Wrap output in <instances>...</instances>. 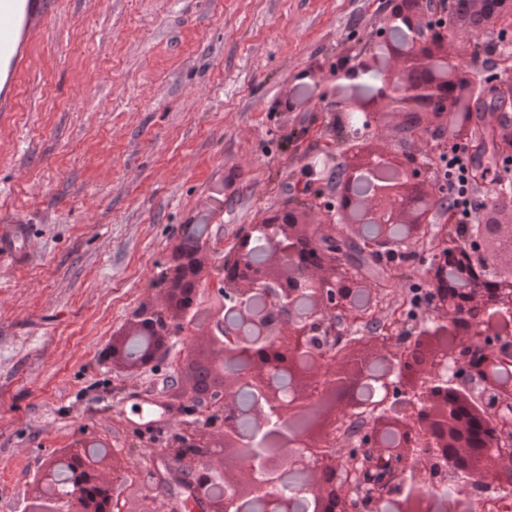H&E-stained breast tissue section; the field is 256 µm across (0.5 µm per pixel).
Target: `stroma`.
<instances>
[{"label":"stroma","instance_id":"35a3bbf8","mask_svg":"<svg viewBox=\"0 0 512 512\" xmlns=\"http://www.w3.org/2000/svg\"><path fill=\"white\" fill-rule=\"evenodd\" d=\"M385 0H46L12 111L0 112V235L27 227L25 261L0 253V512H22L42 461L79 437L131 450L139 495L124 512H172L159 486L172 425L137 410L182 407L171 382L206 328L196 323L148 376L101 358L158 287L181 224L220 248L270 210L312 203L308 164L342 154L329 82L373 49ZM480 39L488 68L512 70V16ZM301 106L283 122L271 104Z\"/></svg>","mask_w":512,"mask_h":512}]
</instances>
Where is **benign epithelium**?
<instances>
[{
	"instance_id": "1",
	"label": "benign epithelium",
	"mask_w": 512,
	"mask_h": 512,
	"mask_svg": "<svg viewBox=\"0 0 512 512\" xmlns=\"http://www.w3.org/2000/svg\"><path fill=\"white\" fill-rule=\"evenodd\" d=\"M388 34L382 53H362L347 61L341 74L349 96L337 102L345 112L351 146L341 162L327 155L308 166L337 164L340 179L325 203L326 221L309 220L311 204L296 202L272 211L262 223L241 229L211 280V344L214 367H240L224 374L202 395L186 396V418L167 443L175 463L173 477L206 512H240L241 503L259 493L269 512H295L296 500L284 493L279 474L304 477L301 495L312 512H356L363 497L353 480L356 456L338 428L368 416L366 448H379L402 464L396 480L402 497L394 512H427L426 489L457 482L462 474L499 463L512 471V389L494 386L493 375L512 364V225L442 227L433 240L422 272L429 276L431 299L418 311L400 338L385 332L340 327L352 321L357 297L373 303L382 291L336 248L340 237L380 259L402 258L406 267L430 236L432 224L447 210L439 192L432 155L447 152L439 133L448 123V105L461 85L470 83L459 68L457 43L478 48L476 37L460 39L454 27L442 26L431 0H386ZM495 18L512 14V0H463L462 8ZM383 73L368 93H358L366 79ZM505 104L494 129L502 157L512 160V86L505 84ZM414 121L417 138L436 141L430 150L401 151L390 144L374 147L370 130L382 131ZM376 227L368 237V225ZM178 238L193 249H172L163 276L169 291L175 274L182 276L179 304L183 316L172 318L170 303L142 305L134 313L127 337L112 339L102 359L132 373L152 371L171 353L173 336H184L190 316L206 285L201 256L213 241L196 224L179 227ZM264 257L254 259L257 247ZM466 253L481 266L477 286L465 296L448 287V261ZM375 382L374 410L357 390ZM255 391V436H243L224 409L236 406L241 386ZM320 402L317 416L300 432L296 446L267 444L269 418L282 420ZM477 404L476 418L468 407ZM89 443L73 442L43 465L31 495L43 512H115L114 491L125 482L126 461L112 454V478L98 477ZM233 473L232 493L217 497L211 486Z\"/></svg>"
}]
</instances>
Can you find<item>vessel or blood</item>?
Here are the masks:
<instances>
[{"mask_svg":"<svg viewBox=\"0 0 512 512\" xmlns=\"http://www.w3.org/2000/svg\"><path fill=\"white\" fill-rule=\"evenodd\" d=\"M35 0H0V58L7 60L9 69L0 81V110L10 111L19 79L29 64L26 44L19 39L18 25L23 10Z\"/></svg>","mask_w":512,"mask_h":512,"instance_id":"obj_1","label":"vessel or blood"}]
</instances>
